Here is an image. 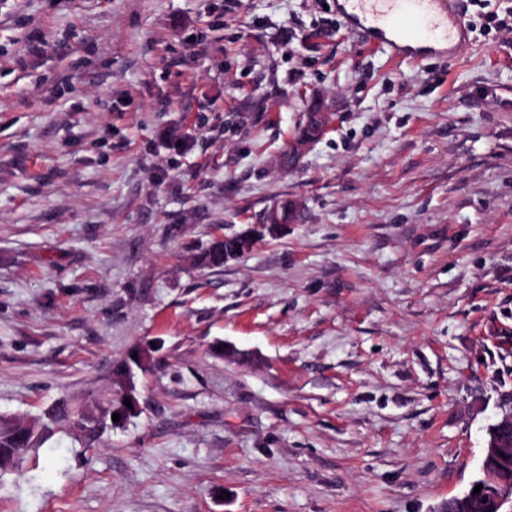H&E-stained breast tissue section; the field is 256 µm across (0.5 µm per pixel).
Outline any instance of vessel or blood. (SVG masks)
I'll return each mask as SVG.
<instances>
[{
	"label": "vessel or blood",
	"instance_id": "b4317fda",
	"mask_svg": "<svg viewBox=\"0 0 512 512\" xmlns=\"http://www.w3.org/2000/svg\"><path fill=\"white\" fill-rule=\"evenodd\" d=\"M343 18L357 33L377 37L392 57L417 59L420 49L447 50L469 31L456 0H343Z\"/></svg>",
	"mask_w": 512,
	"mask_h": 512
}]
</instances>
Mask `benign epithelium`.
<instances>
[{"label": "benign epithelium", "mask_w": 512, "mask_h": 512, "mask_svg": "<svg viewBox=\"0 0 512 512\" xmlns=\"http://www.w3.org/2000/svg\"><path fill=\"white\" fill-rule=\"evenodd\" d=\"M329 122V113L322 107L310 114L307 133L295 148L284 152L282 166H296L307 147L326 132ZM296 206L298 202L288 198L274 202L265 211L257 231L234 235L235 252L226 259H235L250 252L258 239L265 235L276 237L288 229V208ZM478 484L482 488L475 495L473 488ZM475 498L486 500L487 512H512V410L490 427L479 476L471 483L470 489L450 499V502L455 512H465L466 503Z\"/></svg>", "instance_id": "obj_1"}]
</instances>
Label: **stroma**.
I'll list each match as a JSON object with an SVG mask.
<instances>
[{"instance_id":"1","label":"stroma","mask_w":512,"mask_h":512,"mask_svg":"<svg viewBox=\"0 0 512 512\" xmlns=\"http://www.w3.org/2000/svg\"><path fill=\"white\" fill-rule=\"evenodd\" d=\"M509 5L400 62L336 0H0V416L136 401L0 512H444L512 409ZM309 115V129L303 136L300 142L296 145L295 149L289 148L284 152L282 157V166L288 167L289 161L292 167H295L304 154L307 147L314 142L317 138L321 137L327 130L330 118L329 112H326L323 107H318L317 112H311ZM298 208V202L293 199H281L274 202L264 213L262 224H258L256 232L233 235L235 252L224 257V250L232 247L231 240H218L212 237L200 251L193 255V263L201 269H216L224 266V259H235L250 252L258 239L265 235L277 237L288 229V208Z\"/></svg>"}]
</instances>
